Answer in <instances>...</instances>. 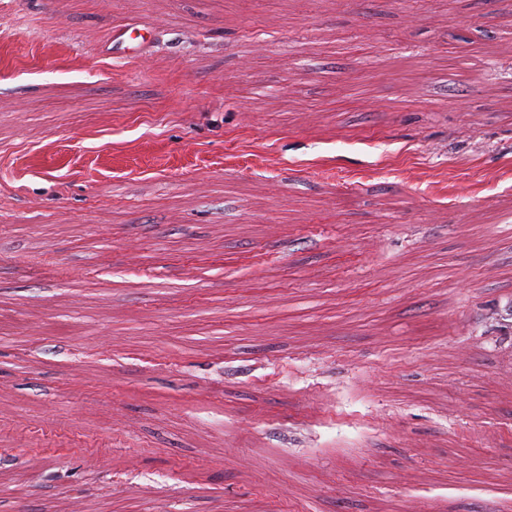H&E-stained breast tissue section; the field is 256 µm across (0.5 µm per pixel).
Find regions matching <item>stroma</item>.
<instances>
[{"instance_id": "35a3bbf8", "label": "stroma", "mask_w": 512, "mask_h": 512, "mask_svg": "<svg viewBox=\"0 0 512 512\" xmlns=\"http://www.w3.org/2000/svg\"><path fill=\"white\" fill-rule=\"evenodd\" d=\"M508 210L512 0H0V512H512Z\"/></svg>"}]
</instances>
